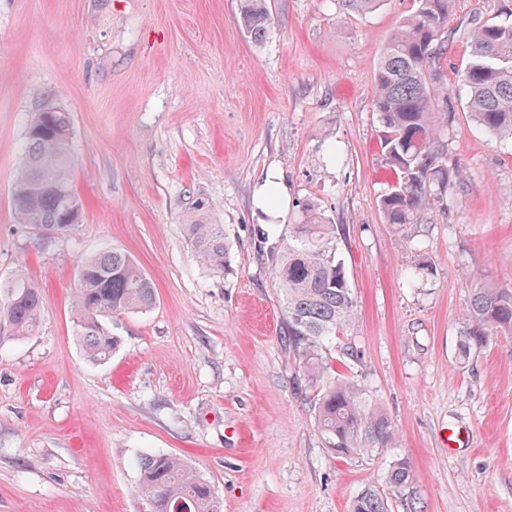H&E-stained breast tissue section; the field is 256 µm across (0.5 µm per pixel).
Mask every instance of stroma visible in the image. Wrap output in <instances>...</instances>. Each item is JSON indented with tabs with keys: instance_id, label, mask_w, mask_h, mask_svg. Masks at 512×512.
Instances as JSON below:
<instances>
[{
	"instance_id": "obj_1",
	"label": "stroma",
	"mask_w": 512,
	"mask_h": 512,
	"mask_svg": "<svg viewBox=\"0 0 512 512\" xmlns=\"http://www.w3.org/2000/svg\"><path fill=\"white\" fill-rule=\"evenodd\" d=\"M267 4L258 45L238 0H0V281L21 270L43 295L32 335L0 323V512H149L138 460L152 454L191 465L222 512H349L367 486L390 512H512V335L458 358L474 290L512 283V140L467 114L466 39L448 42L441 131L464 177L396 229L379 210L396 174L374 73L413 0L362 17L338 0ZM475 16L511 22L512 0H456L449 26ZM50 107L69 116L84 205L67 233L18 224L11 200L27 127ZM198 198L224 227L220 274L187 242ZM309 198L339 228L357 305L328 353L395 427L377 455L332 456L293 381L267 253ZM115 247L156 304L113 316L119 344L91 364L73 333L77 265ZM400 459L405 495L387 482Z\"/></svg>"
}]
</instances>
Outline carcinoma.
<instances>
[{
  "mask_svg": "<svg viewBox=\"0 0 512 512\" xmlns=\"http://www.w3.org/2000/svg\"><path fill=\"white\" fill-rule=\"evenodd\" d=\"M351 13L377 10L384 0H342ZM455 0H415L387 43L375 69V102L383 127L385 163L397 181L381 197L379 209L394 227L417 222L453 180L461 179L459 162L450 161L440 140L448 123V88L441 59L446 53L448 23ZM240 23L256 44L263 43L271 17L265 0H240ZM469 61L459 80L469 89L467 112L492 136L512 138V23L486 20L468 36ZM27 155L11 190L17 223L53 233L75 229L83 203L72 169L71 125L64 112H40L30 123ZM197 217L186 225L194 256L209 270L224 271V229L209 224L206 204L195 202ZM338 227L317 202L307 200L288 225L279 251L270 252L278 285L288 349L298 361L295 377L309 393L318 432L338 457L381 451L395 440L387 415L358 383L336 371L325 342L352 321L356 301L344 262L338 254ZM156 302L152 280L119 248L84 259L78 268L73 303L78 315L75 336L86 359L104 362L119 340L105 321L114 315L143 313ZM40 289L24 274L0 283V319L17 336L35 331L41 317ZM512 335V286L487 285L475 290L462 316L458 355L462 360L494 337ZM140 489L151 512H221L210 483L182 459L166 454L138 461ZM390 487H410L409 465L399 460L387 476ZM386 497L368 486L352 501L350 512H388Z\"/></svg>",
  "mask_w": 512,
  "mask_h": 512,
  "instance_id": "cac0c4a2",
  "label": "carcinoma"
}]
</instances>
